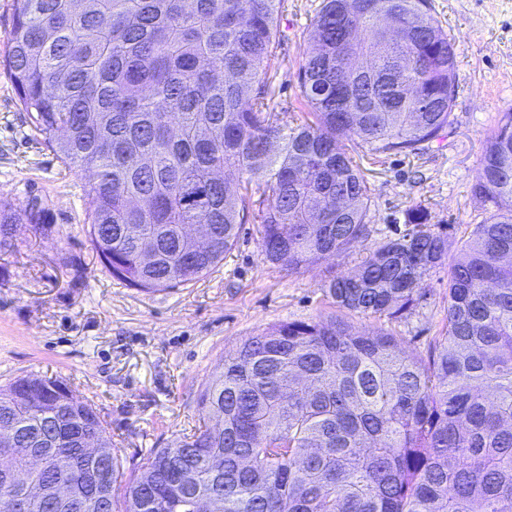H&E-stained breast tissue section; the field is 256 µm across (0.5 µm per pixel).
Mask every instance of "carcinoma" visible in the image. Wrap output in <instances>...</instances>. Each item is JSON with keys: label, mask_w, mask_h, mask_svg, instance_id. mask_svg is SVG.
<instances>
[{"label": "carcinoma", "mask_w": 512, "mask_h": 512, "mask_svg": "<svg viewBox=\"0 0 512 512\" xmlns=\"http://www.w3.org/2000/svg\"><path fill=\"white\" fill-rule=\"evenodd\" d=\"M4 62L31 129L91 173L88 237L112 278L143 291L195 283L257 225L264 258L293 272L369 235L360 142L416 155L451 125L456 52L430 0H322L298 73L304 112L284 119L270 71L280 0H13ZM488 213L449 255L421 207L404 230L326 285L336 309L398 321L448 268L443 330L408 355L390 332L332 317L243 340L198 399V423L115 487L107 425L64 381L0 387V512L8 468L54 448L53 476L101 485L104 512H512V109L483 144L472 187ZM36 199L0 206V249ZM187 224L212 241L191 251ZM80 428L108 451L75 454Z\"/></svg>", "instance_id": "cac0c4a2"}]
</instances>
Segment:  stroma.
<instances>
[{
  "label": "stroma",
  "mask_w": 512,
  "mask_h": 512,
  "mask_svg": "<svg viewBox=\"0 0 512 512\" xmlns=\"http://www.w3.org/2000/svg\"><path fill=\"white\" fill-rule=\"evenodd\" d=\"M321 0H282L283 38L273 64L278 111L300 112L297 74ZM457 53L452 126L413 156L355 158L371 188L370 234L348 254L290 272L265 261L256 225L198 282L140 291L100 265L87 233V172L66 168L33 132L0 64V201L42 200L51 233L24 228L0 250V387L30 374L66 379L92 401L121 450L131 478L150 449L164 448L198 417V397L224 354L281 321L335 315L325 293L336 274L355 269L370 249L405 228V213L427 209L436 230L458 241L486 213L472 193L482 145L498 113L512 108V0H431ZM411 314L387 323L350 316L351 324L385 329L406 351L422 354L443 328L448 274L426 281Z\"/></svg>",
  "instance_id": "stroma-1"
}]
</instances>
